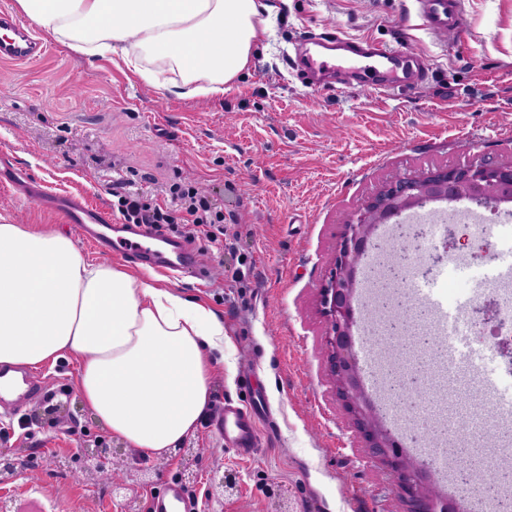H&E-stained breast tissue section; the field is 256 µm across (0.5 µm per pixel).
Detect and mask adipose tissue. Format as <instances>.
<instances>
[{
    "label": "adipose tissue",
    "instance_id": "obj_1",
    "mask_svg": "<svg viewBox=\"0 0 512 512\" xmlns=\"http://www.w3.org/2000/svg\"><path fill=\"white\" fill-rule=\"evenodd\" d=\"M16 10L73 53L122 62L181 97L230 91L268 29L261 0H16ZM62 359L112 436L170 456L208 407L224 321L151 273L88 261L59 231L0 215V366Z\"/></svg>",
    "mask_w": 512,
    "mask_h": 512
}]
</instances>
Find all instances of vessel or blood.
Returning <instances> with one entry per match:
<instances>
[{
  "instance_id": "1",
  "label": "vessel or blood",
  "mask_w": 512,
  "mask_h": 512,
  "mask_svg": "<svg viewBox=\"0 0 512 512\" xmlns=\"http://www.w3.org/2000/svg\"><path fill=\"white\" fill-rule=\"evenodd\" d=\"M420 2L433 33L441 34L464 26L465 12L459 0ZM0 30L9 33L8 38L0 40L1 63H33L46 55V44L8 11L0 12ZM306 41L329 52H348V61L354 67L365 60L382 66L393 62L398 55L395 48L384 42L374 39L351 40L337 29L309 33ZM26 188L31 200L59 211L67 223L81 227L97 252L116 253L132 263L166 274L198 275L203 270L201 255L189 241L171 243L163 231L116 222L107 209L79 195L53 193L31 180L27 181ZM413 296L432 310L442 327H458L455 312L447 310L431 290L418 289ZM259 423L258 414L250 407L228 402L215 417L213 427L233 444L239 456L247 457L258 443ZM152 509L153 512H197L194 500L176 483L168 484L163 492L153 498Z\"/></svg>"
}]
</instances>
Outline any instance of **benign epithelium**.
<instances>
[{"label":"benign epithelium","mask_w":512,"mask_h":512,"mask_svg":"<svg viewBox=\"0 0 512 512\" xmlns=\"http://www.w3.org/2000/svg\"><path fill=\"white\" fill-rule=\"evenodd\" d=\"M470 201L480 207L497 208L512 203V165L492 161L457 167H433L419 174L398 176L371 195L354 220L341 225L333 268L321 288L317 308L326 320L324 356L327 374L352 427L369 458L396 482L407 503V512H463L461 498H448L439 490L431 462L411 457L398 437L388 429L367 392L355 352L361 303L358 272L374 281L372 308L381 316L383 332L406 335L412 323L401 312L398 277L409 250L420 244L426 230L418 226L403 235L401 252L382 275L368 271L367 257H380L387 248L377 243L375 230L404 211L421 208L430 201ZM422 366L390 373L389 389L406 410L413 394L425 387Z\"/></svg>","instance_id":"1"}]
</instances>
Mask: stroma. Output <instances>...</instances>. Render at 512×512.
Returning a JSON list of instances; mask_svg holds the SVG:
<instances>
[{
	"label": "stroma",
	"mask_w": 512,
	"mask_h": 512,
	"mask_svg": "<svg viewBox=\"0 0 512 512\" xmlns=\"http://www.w3.org/2000/svg\"><path fill=\"white\" fill-rule=\"evenodd\" d=\"M274 27L259 39L224 97H179L112 61L88 62L59 44L34 66L0 63V168L15 167L59 193L112 207V183L164 200L196 182L224 212V235L196 239L208 278L160 285L224 319V364L210 402L264 397L251 457L202 421L185 451L146 458L114 438L83 406L73 362L40 369L28 404L33 440L0 451L11 512H149L170 482L202 512H403L393 479L354 439L327 376L326 324L317 299L340 226L396 176L433 166L512 163V0H462V29L438 37L416 0H267ZM334 27L406 55L403 88L379 94L322 74L307 87L289 61L308 32ZM0 215L50 226L87 260H101L80 228L0 184ZM116 448L111 465L141 471L123 495L90 471L87 449ZM230 475L229 487L213 480Z\"/></svg>",
	"instance_id": "35a3bbf8"
}]
</instances>
